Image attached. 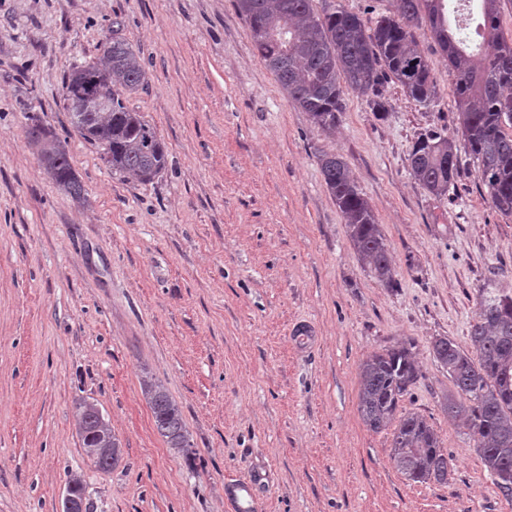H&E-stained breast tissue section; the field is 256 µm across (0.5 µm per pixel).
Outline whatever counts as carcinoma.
I'll return each mask as SVG.
<instances>
[{"label": "carcinoma", "mask_w": 512, "mask_h": 512, "mask_svg": "<svg viewBox=\"0 0 512 512\" xmlns=\"http://www.w3.org/2000/svg\"><path fill=\"white\" fill-rule=\"evenodd\" d=\"M479 36L470 41L451 28L447 0H399L397 14L380 17L368 29L362 19L340 6L318 12L313 0H236L254 46L289 101L307 113L325 133L336 128L344 111V90L368 98L373 110L385 112L382 80L397 81L417 102L436 99L427 61L418 49L414 29L427 20L430 33L448 54L457 102L455 131L475 160L482 185L499 212L512 215V38L500 22V0H480ZM102 44L99 61L73 68L64 82V100L73 128L102 149L112 171L140 183L153 181L165 169L167 156L155 130L123 102L124 94L147 84L141 50L118 36ZM96 99L103 107L86 111ZM30 136L52 180L74 199L85 195L66 150L39 123ZM320 170L344 219L349 240L362 264L382 284L397 286L386 238L372 208L360 192L346 159L319 155ZM411 174L432 195L444 198L458 174L454 138L430 134L410 154ZM467 351L454 340L432 342L436 360L446 369L460 400H448V415L460 420L476 441L495 488L512 498V293L484 288L478 318L471 325ZM414 343L375 353L360 365L358 407L374 432L392 430V459L406 479L416 483L448 481V454L428 420L402 411L400 402L422 373ZM142 392L158 433L179 450L191 447L180 410L164 385L142 379ZM82 448L103 470L120 460V441L97 404L75 405Z\"/></svg>", "instance_id": "1"}]
</instances>
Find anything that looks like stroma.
Segmentation results:
<instances>
[{"instance_id":"1","label":"stroma","mask_w":512,"mask_h":512,"mask_svg":"<svg viewBox=\"0 0 512 512\" xmlns=\"http://www.w3.org/2000/svg\"><path fill=\"white\" fill-rule=\"evenodd\" d=\"M120 28H113V21ZM119 34L148 83L125 104L154 128L165 171L112 173L76 134L72 67ZM439 100L383 80L385 115L346 94L333 134L294 107L235 0H0V512H59L80 473L90 512H512L431 343L468 346L484 287L512 291V215L495 210L465 142L445 198L410 173L429 132L456 127L454 77L415 31ZM65 145L87 195L46 174L33 122ZM343 155L387 239L398 284L362 267L317 152ZM310 322L312 336L292 335ZM403 341L422 377L402 402L453 457L444 483L407 480L392 434L358 411L359 365ZM162 382L191 455L169 448L141 390ZM97 403L122 457L86 456L75 403Z\"/></svg>"}]
</instances>
